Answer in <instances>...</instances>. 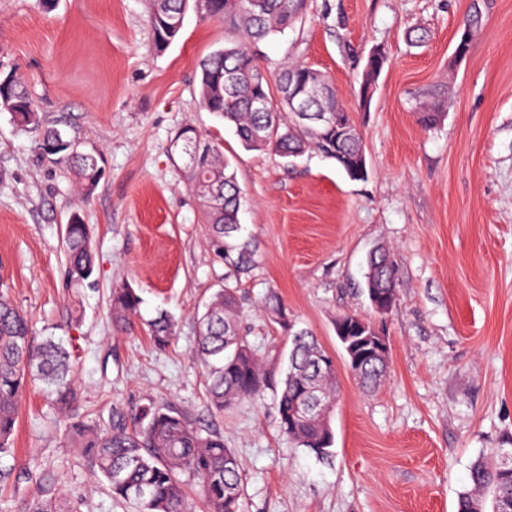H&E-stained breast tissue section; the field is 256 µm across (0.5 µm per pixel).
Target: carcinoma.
Instances as JSON below:
<instances>
[{"label": "carcinoma", "instance_id": "cac0c4a2", "mask_svg": "<svg viewBox=\"0 0 512 512\" xmlns=\"http://www.w3.org/2000/svg\"><path fill=\"white\" fill-rule=\"evenodd\" d=\"M224 22V47L212 52L200 65L199 97L204 107L224 124L234 128L247 150L271 151L283 159L296 158L312 149L336 161L352 180L367 176L361 165L363 138L350 113L340 102L332 80L307 65H289L275 78L261 66L260 44L270 36L294 27L309 9V0H152L148 22L155 43L164 48L181 31L174 21L185 15L189 3ZM308 99L301 112L288 102V89ZM267 99L259 112L254 100ZM11 109L15 121L41 130L37 148L66 167L87 194L103 177L99 156L73 151L74 140L57 127L42 128L37 101L14 75L0 80V109ZM415 110L425 128L437 126L445 115L441 92L431 89L419 97ZM330 113L329 125L322 116ZM182 145L179 171L202 202L207 215V235L227 266L226 283L213 296L201 318L198 351L208 367L207 395L215 412L259 395L272 382L242 336L237 284L255 265L251 242L241 237L240 189L219 143L206 141L190 127L174 137ZM65 245L70 272L80 281L95 270L90 230L75 218L65 225ZM366 276L379 282L378 292L396 296L395 272L387 252L379 248L369 255ZM141 297L132 288L112 294L116 328L129 324L138 313ZM266 312L290 339L288 365L276 394L281 432L297 446L318 456L334 444L331 419H308L294 415L296 404L306 398L304 389L320 388L325 401L336 399V370L316 367L317 355L325 353L316 337L306 331L288 330V311L280 297L271 293ZM153 344L167 347L174 337V323L160 314L148 325ZM70 354L63 341L53 336L33 343L28 318L10 303L0 300V455L9 452L17 422V404L31 382L60 406H70L77 397L71 378ZM365 388H374L384 377V365L370 363L354 373ZM71 444L83 449L105 477L112 498L131 503L136 512H195L181 476L199 481L208 512H243L239 465L232 449L224 446L217 431L197 429L185 413L172 407L143 406L131 421L112 419L100 428L85 422L69 426ZM43 496L23 512H80V502L56 491L55 475L40 471L36 477ZM492 496V512H512V473L499 466V449L478 457L470 468V484L458 494L457 512H485L484 495Z\"/></svg>", "mask_w": 512, "mask_h": 512}]
</instances>
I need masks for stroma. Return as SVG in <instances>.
<instances>
[{
  "label": "stroma",
  "instance_id": "obj_1",
  "mask_svg": "<svg viewBox=\"0 0 512 512\" xmlns=\"http://www.w3.org/2000/svg\"><path fill=\"white\" fill-rule=\"evenodd\" d=\"M475 6L484 24L456 57ZM148 13V0H0V72L21 77L44 122L99 152L104 169L84 195L41 157L36 132L0 110V298L28 316L36 340L63 339L79 393L62 412L40 385L26 388L14 447L0 457L11 470L0 512L39 496L32 467L53 472L81 512H133L112 500L66 427L106 426L149 402L223 434L244 512H457L471 463L512 448V0H310L294 29L262 44L269 74L294 61L332 78L362 133L360 181L315 150L286 160L243 149L198 95L199 65L223 46V22L189 9L160 50ZM416 29L424 43L410 40ZM375 48L386 63L363 112L362 67ZM436 86L447 115L429 131L415 102ZM184 127L223 144L242 191L239 218L258 263L239 286V321L258 358L283 378L290 344L263 310L273 292L295 329L340 364L325 456L282 435L275 389L221 415L210 407L198 320L226 266L174 162L172 138ZM74 211L91 230V284L68 273L63 228ZM379 246L396 282L382 318L363 291ZM122 287L142 303L118 332L110 302ZM161 311L176 323L163 351L148 337ZM346 313L368 315L389 339L375 390L343 365L335 325Z\"/></svg>",
  "mask_w": 512,
  "mask_h": 512
}]
</instances>
